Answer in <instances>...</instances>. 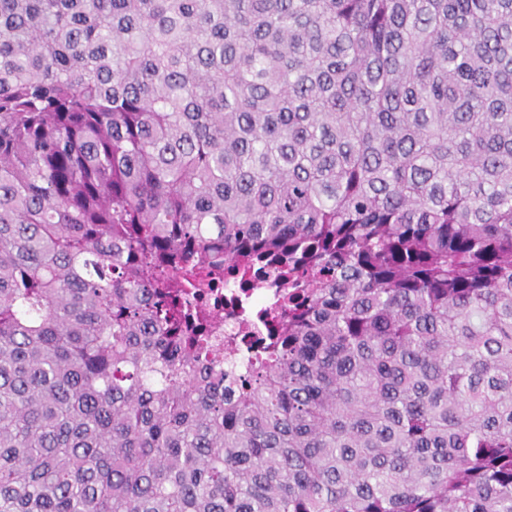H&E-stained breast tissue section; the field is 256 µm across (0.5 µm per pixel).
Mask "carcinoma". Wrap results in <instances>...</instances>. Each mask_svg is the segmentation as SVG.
<instances>
[{"instance_id": "cac0c4a2", "label": "carcinoma", "mask_w": 512, "mask_h": 512, "mask_svg": "<svg viewBox=\"0 0 512 512\" xmlns=\"http://www.w3.org/2000/svg\"><path fill=\"white\" fill-rule=\"evenodd\" d=\"M0 512H512V0H0ZM272 294L271 288H249L243 292L235 283L226 282L208 294L204 303L223 316L224 337L238 336V304L260 315L272 306Z\"/></svg>"}]
</instances>
